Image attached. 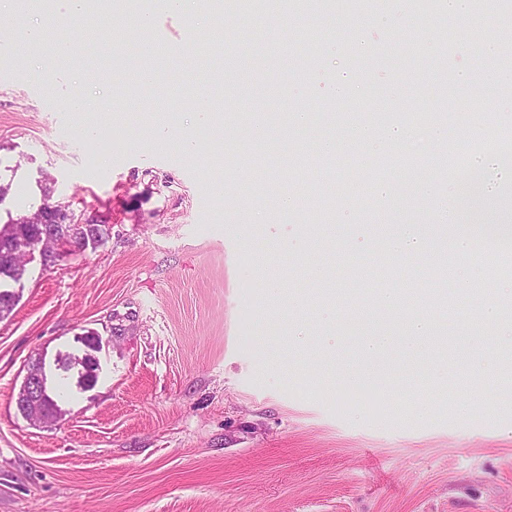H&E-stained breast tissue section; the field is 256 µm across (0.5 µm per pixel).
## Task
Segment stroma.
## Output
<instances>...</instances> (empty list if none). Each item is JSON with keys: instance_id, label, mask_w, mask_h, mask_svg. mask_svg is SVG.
<instances>
[{"instance_id": "obj_1", "label": "stroma", "mask_w": 512, "mask_h": 512, "mask_svg": "<svg viewBox=\"0 0 512 512\" xmlns=\"http://www.w3.org/2000/svg\"><path fill=\"white\" fill-rule=\"evenodd\" d=\"M378 7L327 0L291 13L258 0L206 17L221 65L259 70L251 97L226 87L216 125L196 124L190 103L161 109L197 53L150 84L85 73L89 58L112 67L121 15L85 18L71 34L77 61L52 82L0 57V218L49 195L110 227L52 267L28 261L12 286L19 300L0 318V512H512V395L500 390L512 320L476 318L486 301L512 302V284L496 276L491 297L461 285L439 297L429 277L443 265L460 283L454 257L404 261L376 246L382 225L447 242L451 159L481 142L491 156L512 150L495 135L512 129V100L480 77L500 13L472 0L476 32L442 0H404L367 27ZM346 77L357 92L337 97ZM75 91L84 111L65 109ZM298 111L314 125L296 129ZM442 111L447 153L408 145L406 166L316 149L357 124L413 129ZM169 124L194 153L160 143ZM485 174L479 212L459 209L458 223L512 225V182L492 164ZM379 182L391 192L377 199ZM281 194L297 198L285 215ZM384 288L407 300L388 313L393 344L367 357L353 338L381 329ZM414 314L432 326L420 349L405 344ZM89 331L99 370L82 390L55 360L83 353ZM40 360L60 409L48 426L16 406Z\"/></svg>"}]
</instances>
